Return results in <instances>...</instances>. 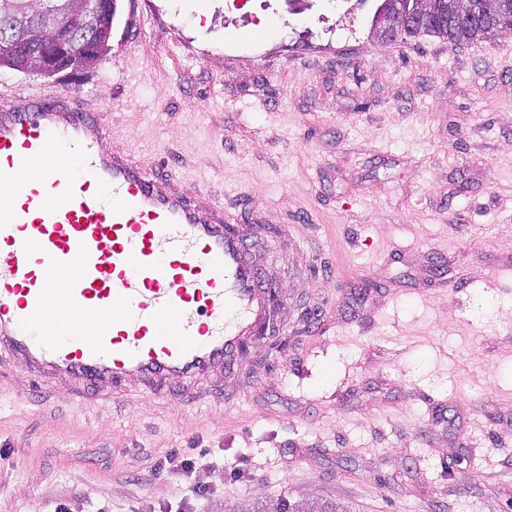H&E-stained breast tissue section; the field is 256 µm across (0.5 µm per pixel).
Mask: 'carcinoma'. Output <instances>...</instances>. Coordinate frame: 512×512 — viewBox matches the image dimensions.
Returning <instances> with one entry per match:
<instances>
[{
	"label": "carcinoma",
	"instance_id": "obj_1",
	"mask_svg": "<svg viewBox=\"0 0 512 512\" xmlns=\"http://www.w3.org/2000/svg\"><path fill=\"white\" fill-rule=\"evenodd\" d=\"M75 0H0V23L12 22L15 38L34 34L52 41L40 74L51 77L75 67L83 59L92 65L111 50L112 27L116 20L117 0H101L100 17L89 20L75 8ZM481 13L472 17L458 6V0H433L430 11L418 15L417 0H375L369 34L386 40L377 25L380 17H391L401 26L421 27V33L454 43L494 36L512 28V0H480ZM0 66L21 72L35 69L21 52L0 41ZM238 512H336L319 501H293L282 496L272 504L258 503Z\"/></svg>",
	"mask_w": 512,
	"mask_h": 512
}]
</instances>
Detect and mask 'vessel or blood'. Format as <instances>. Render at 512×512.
Returning a JSON list of instances; mask_svg holds the SVG:
<instances>
[{"mask_svg": "<svg viewBox=\"0 0 512 512\" xmlns=\"http://www.w3.org/2000/svg\"><path fill=\"white\" fill-rule=\"evenodd\" d=\"M109 135L60 97L0 109V350L36 381L158 395L223 366L272 295L223 207L107 149ZM56 297L67 319L47 336ZM90 319L89 343L72 324Z\"/></svg>", "mask_w": 512, "mask_h": 512, "instance_id": "obj_1", "label": "vessel or blood"}]
</instances>
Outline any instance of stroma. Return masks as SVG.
I'll list each match as a JSON object with an SVG mask.
<instances>
[{
    "instance_id": "stroma-1",
    "label": "stroma",
    "mask_w": 512,
    "mask_h": 512,
    "mask_svg": "<svg viewBox=\"0 0 512 512\" xmlns=\"http://www.w3.org/2000/svg\"><path fill=\"white\" fill-rule=\"evenodd\" d=\"M224 3L118 0L106 56L2 66L0 109L69 95L222 205L281 329L197 399L101 404L0 364V512H512V35L380 42L371 0ZM238 512H336V507L325 502L293 501L287 496H281L275 503H257L254 506L242 507Z\"/></svg>"
}]
</instances>
